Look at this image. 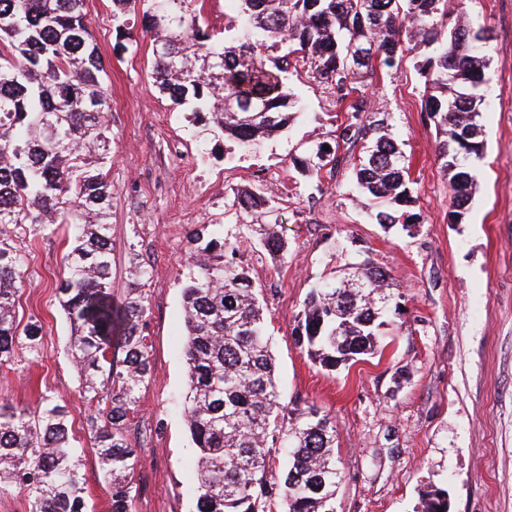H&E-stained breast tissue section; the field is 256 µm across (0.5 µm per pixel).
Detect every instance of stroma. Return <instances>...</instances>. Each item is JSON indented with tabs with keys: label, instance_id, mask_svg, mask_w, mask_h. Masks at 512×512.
<instances>
[{
	"label": "stroma",
	"instance_id": "stroma-1",
	"mask_svg": "<svg viewBox=\"0 0 512 512\" xmlns=\"http://www.w3.org/2000/svg\"><path fill=\"white\" fill-rule=\"evenodd\" d=\"M465 21L485 29L491 65L482 114L486 148L465 223L448 220L449 176L436 128L422 110L424 86L407 57L377 70L361 89L387 119L411 161L421 221L411 231L376 224L354 198L360 147L336 143L344 110L336 91L303 69L289 76L301 106L278 135L248 152L200 140L193 116L155 86L148 0L113 14L91 0L87 25L106 61L112 93V295L122 299L131 257L151 265L147 340L152 378L132 420L144 444L130 474L133 512H194L193 443L182 421L186 395L182 288L192 267L188 236L199 224H275L285 259L263 246L240 255L261 289L281 399L316 406L336 430L342 481L336 512H423L426 492L446 490L449 512H512V0H464ZM338 147L333 174L309 179L299 161L316 145ZM249 191L263 210L230 206ZM68 229L27 253L21 321H40L45 346L17 350L0 367V403L36 407L63 399L95 512H109L112 485L100 471L83 421L69 355L71 327L55 284L64 276ZM365 262L387 271L401 295L398 328L382 352L327 371L292 335L312 283Z\"/></svg>",
	"mask_w": 512,
	"mask_h": 512
}]
</instances>
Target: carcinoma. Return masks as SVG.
Listing matches in <instances>:
<instances>
[{
  "label": "carcinoma",
  "mask_w": 512,
  "mask_h": 512,
  "mask_svg": "<svg viewBox=\"0 0 512 512\" xmlns=\"http://www.w3.org/2000/svg\"><path fill=\"white\" fill-rule=\"evenodd\" d=\"M239 33L214 40L188 12V0H151L143 12L153 75L178 105L208 111L201 136L242 150L282 131L297 106L283 74L299 59L335 84L347 103L337 139L361 144L354 163L360 191L379 200L376 220L406 231L419 222L410 159L384 119L370 111L356 80L392 69L424 50L417 68L424 112L441 135L438 158L451 173L450 217L466 218L483 158L479 89L491 58L468 40L469 25L448 0H237ZM85 0H0V364L24 346H44L42 326H20L16 301L27 284V234L49 238L72 227L57 284L71 324V357L93 409L85 426L102 474L111 480L110 512H133L136 444L129 422L152 377L144 331L149 266L137 261L124 298L112 299V100L106 68L85 21ZM287 51L267 65L270 47ZM269 111L264 112L262 108ZM344 156L316 146L302 160L321 176ZM196 274L183 288L188 392L184 423L196 448V512H334L341 482L335 429L309 406L290 416L282 403L260 292L238 261L242 240L215 224L189 235ZM262 246L285 255L274 227ZM389 274L361 265L352 277L313 286L297 324V345L334 371L375 351L383 317L397 311ZM282 448L280 476L270 470ZM26 493L29 512H92L68 405L51 395L32 411L0 404V488ZM424 512H448L447 493L428 492Z\"/></svg>",
  "instance_id": "obj_1"
}]
</instances>
